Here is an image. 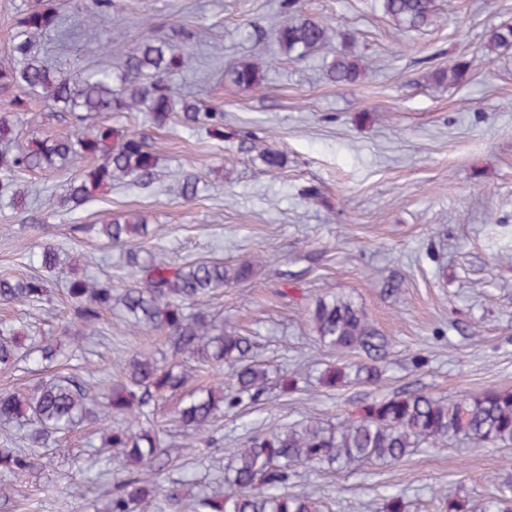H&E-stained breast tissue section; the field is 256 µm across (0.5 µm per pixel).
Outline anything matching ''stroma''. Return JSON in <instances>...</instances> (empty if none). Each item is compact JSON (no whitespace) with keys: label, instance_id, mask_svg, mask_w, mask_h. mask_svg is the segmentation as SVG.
<instances>
[{"label":"stroma","instance_id":"stroma-1","mask_svg":"<svg viewBox=\"0 0 512 512\" xmlns=\"http://www.w3.org/2000/svg\"><path fill=\"white\" fill-rule=\"evenodd\" d=\"M60 28L44 41L64 72L116 70L123 54L171 28L197 31L188 69L171 78L179 94L224 112V137L173 120L151 125L143 113L117 124L162 148L158 178L142 189L112 187L73 212L0 208V273L27 271L40 244L61 251L51 293L41 307L14 305L0 318L32 336L62 344L63 363L84 366L94 381L118 379L138 350L165 353L163 338L125 335L106 315L103 333L84 336L68 319L65 289L73 274L113 285L128 281L125 247L74 233L137 211L156 229L142 252L172 262L257 260L253 279L215 293L208 307L224 328L252 337L267 365V391L224 411L213 446L171 423V406L152 424L169 446L170 477L188 476L186 500L215 487L237 448L258 427L309 417L336 422L358 400L421 389L455 399L488 388L512 390V48L488 51L494 27L512 24V0H436L434 23L402 31L373 8L374 0H304L306 15L340 33L328 51L293 62L281 55L274 28L281 0H117L93 35L78 27L75 0H43ZM263 48L271 61L263 85L225 84L224 66ZM371 67L355 83L328 81L325 65L340 50ZM475 60L463 81L434 87L429 72ZM68 121L31 103L19 144L67 132ZM283 152V168L267 170L263 148ZM196 173L199 193L186 200L181 175ZM338 293L366 312L386 341L378 386L330 390L317 381L341 362L310 332L306 310ZM426 364L414 369L410 359ZM294 372L297 389L277 387ZM100 439L93 428L68 434L61 449L43 451V475L8 504V512H89L105 488L90 468ZM81 488L82 497L72 494ZM296 489L315 493L330 512H380L384 496L404 494L409 512H437L445 492L470 504L512 495V448L412 449L402 461L347 470L299 468Z\"/></svg>","mask_w":512,"mask_h":512}]
</instances>
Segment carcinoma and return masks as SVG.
<instances>
[{"mask_svg": "<svg viewBox=\"0 0 512 512\" xmlns=\"http://www.w3.org/2000/svg\"><path fill=\"white\" fill-rule=\"evenodd\" d=\"M376 2L385 17L405 29L420 30L434 21V0ZM114 7L115 0H90L84 7V21L110 15ZM281 10L286 19L275 30V41L291 61L320 52L336 35L329 23L301 12L298 0H282ZM56 25L57 15L49 8L30 4L19 12L9 45L10 63L0 70V95L9 98L16 112L27 111L29 100L39 98L49 111L68 113L79 132L37 140L25 150H0V201L7 206L16 210L29 195L30 185L21 183L22 175L86 160L95 164L70 183L65 196L49 202V210L81 208L112 184L151 185L158 165L157 147L123 126L89 123L99 114L144 112L159 127L177 115L189 129L201 128L216 139L224 138V112L178 98L169 83V76L188 63L187 55L175 51L170 40L189 44L193 31L178 28L169 40L137 44L116 74L97 70L73 80L41 53L37 43L41 33ZM501 47H512V26L491 30L488 49ZM469 66L470 62L461 60L436 68L430 80L437 86L455 84ZM268 67L269 61L259 56L243 58L224 67V80L242 90L258 88ZM365 70L360 59L340 52L328 63L327 77L338 85L351 84ZM17 136V122L1 116L0 144ZM79 230L114 245L153 234L147 219L137 213H123L100 225L84 224ZM59 263L58 248L39 247L29 256V274L0 275V304L43 303L50 275ZM128 264L141 278L124 288L86 277L71 279L66 288L70 320L83 333L93 334L101 326L103 312L117 309L127 331L164 335L172 361L162 365L154 355L138 352L128 360L124 379L112 383L102 397L93 392L80 366L39 380L25 396L0 392V423L31 425L23 437L25 447L0 446V472L17 484L35 477L42 468L40 450L56 443V435L97 423L102 426L101 448L109 452L106 466L112 467L114 457L122 462L104 512H177L183 492L181 483L165 477L160 433L133 425L181 393L190 374L200 367L216 372L227 367L229 380L182 398L174 421L209 441L220 405L232 409L264 392L268 371L253 360L251 337L225 331L206 308L214 291L250 281L254 262L227 264L215 259L177 264L143 258L132 250ZM306 317L323 347L367 357L365 362L327 366L318 377L320 385L334 389L354 380L381 382L384 339L360 306L348 297L326 294L315 300ZM57 355V346L48 337L23 336L14 325L0 321V371L17 370L30 361L51 362ZM457 440L475 447L511 448L512 390L487 389L456 400L421 389L407 390L364 400L354 413L334 424L310 418L288 427L258 429L225 472L229 491L199 498L195 512H325L312 494L291 490L298 467L342 470L357 462L396 463L422 444L439 448ZM439 505L438 512H512V497H493L470 511L465 501L442 495ZM383 512H409L408 502L398 493L389 494Z\"/></svg>", "mask_w": 512, "mask_h": 512, "instance_id": "carcinoma-1", "label": "carcinoma"}]
</instances>
